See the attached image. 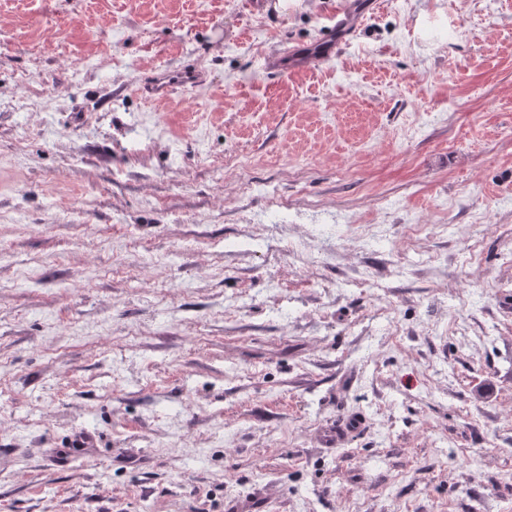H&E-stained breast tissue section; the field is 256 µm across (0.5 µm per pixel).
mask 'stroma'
Segmentation results:
<instances>
[{
    "instance_id": "1",
    "label": "stroma",
    "mask_w": 512,
    "mask_h": 512,
    "mask_svg": "<svg viewBox=\"0 0 512 512\" xmlns=\"http://www.w3.org/2000/svg\"><path fill=\"white\" fill-rule=\"evenodd\" d=\"M351 2L0 0V512H512V0ZM328 32V38L319 44V49H300L297 51L292 68H306L315 59L329 58L336 54L335 25L328 27ZM201 74V70L193 66L179 71L154 70L147 75L142 84V92L148 99L167 98L177 87L200 83Z\"/></svg>"
}]
</instances>
